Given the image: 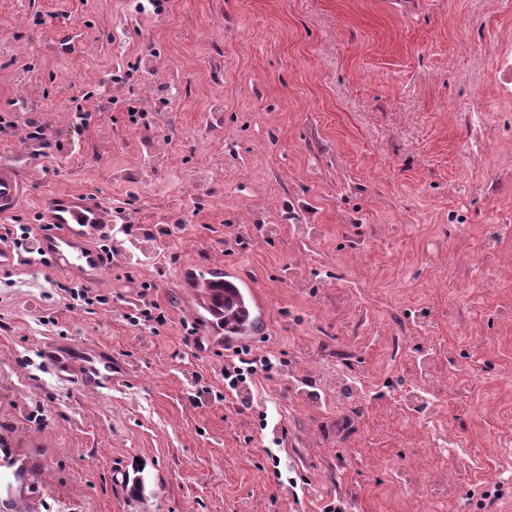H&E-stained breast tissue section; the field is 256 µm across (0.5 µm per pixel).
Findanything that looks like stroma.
Returning a JSON list of instances; mask_svg holds the SVG:
<instances>
[{
    "instance_id": "1",
    "label": "stroma",
    "mask_w": 512,
    "mask_h": 512,
    "mask_svg": "<svg viewBox=\"0 0 512 512\" xmlns=\"http://www.w3.org/2000/svg\"><path fill=\"white\" fill-rule=\"evenodd\" d=\"M500 53L512 0H0V114L47 126L43 144L0 133L31 186L0 226L77 191L125 227L93 307L72 305L76 274L0 269V512H489L512 417ZM200 266L252 281V351L280 360L230 394L182 277ZM146 283L162 326L125 319ZM76 340L121 355L123 386L83 390L43 359ZM430 347L432 411L402 415L393 393ZM461 360L475 373L449 390ZM333 366L349 396L300 381Z\"/></svg>"
}]
</instances>
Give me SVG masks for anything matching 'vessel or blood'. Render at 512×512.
Returning <instances> with one entry per match:
<instances>
[{
	"label": "vessel or blood",
	"mask_w": 512,
	"mask_h": 512,
	"mask_svg": "<svg viewBox=\"0 0 512 512\" xmlns=\"http://www.w3.org/2000/svg\"><path fill=\"white\" fill-rule=\"evenodd\" d=\"M29 188L18 176L15 166L0 164V215L15 211L27 197ZM43 219L50 231L38 238L39 255L56 272L75 269L94 274L112 263L108 250L99 248V240L111 237L115 219L111 207L80 193L58 192L48 195L43 203ZM236 296L245 319L242 324H223L224 291L215 285L209 270L192 274L191 285L202 292V307L218 320V334L224 337L226 349L249 346L255 336L266 334L268 325L263 304L241 273H233ZM43 355L67 373H75L86 390H112L123 384L128 369L123 358L107 346H66L47 343Z\"/></svg>",
	"instance_id": "vessel-or-blood-1"
}]
</instances>
